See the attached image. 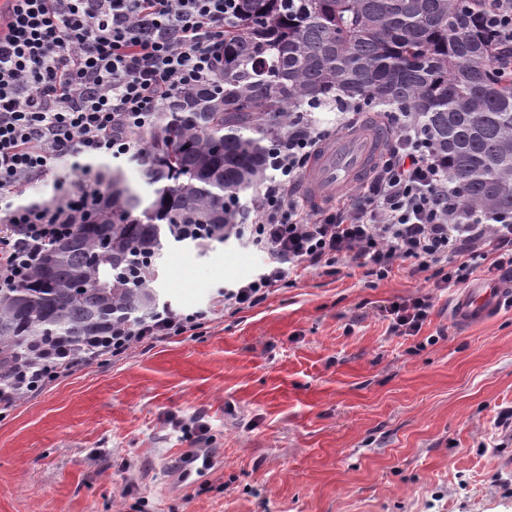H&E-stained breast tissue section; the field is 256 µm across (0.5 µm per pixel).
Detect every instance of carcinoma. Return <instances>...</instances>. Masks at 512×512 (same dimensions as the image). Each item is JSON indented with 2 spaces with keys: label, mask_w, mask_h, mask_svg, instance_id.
Here are the masks:
<instances>
[{
  "label": "carcinoma",
  "mask_w": 512,
  "mask_h": 512,
  "mask_svg": "<svg viewBox=\"0 0 512 512\" xmlns=\"http://www.w3.org/2000/svg\"><path fill=\"white\" fill-rule=\"evenodd\" d=\"M488 0H239L224 26V72L178 96L146 140L143 197L109 175L91 219L53 240L21 286L0 293V368L43 344L82 352L149 316L156 295L128 283L135 259L191 224L224 241L240 194L301 105L350 100L422 117L465 204L512 209V72L484 23Z\"/></svg>",
  "instance_id": "obj_1"
}]
</instances>
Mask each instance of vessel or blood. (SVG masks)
Segmentation results:
<instances>
[{
    "mask_svg": "<svg viewBox=\"0 0 512 512\" xmlns=\"http://www.w3.org/2000/svg\"><path fill=\"white\" fill-rule=\"evenodd\" d=\"M387 135L378 124L356 133L341 135L322 144L311 169L303 181L305 197L315 205L331 201L349 184L364 178L370 171ZM512 301V273L492 279H480L460 289L451 300L448 318L455 327L466 329L495 316ZM212 459L202 448L184 454L178 472L182 488H189L192 476H203Z\"/></svg>",
    "mask_w": 512,
    "mask_h": 512,
    "instance_id": "vessel-or-blood-1",
    "label": "vessel or blood"
}]
</instances>
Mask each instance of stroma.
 <instances>
[{
  "label": "stroma",
  "mask_w": 512,
  "mask_h": 512,
  "mask_svg": "<svg viewBox=\"0 0 512 512\" xmlns=\"http://www.w3.org/2000/svg\"><path fill=\"white\" fill-rule=\"evenodd\" d=\"M151 287L190 313L263 258L230 238L163 242ZM431 294L415 336L382 310ZM451 288L344 261L20 396L0 420V512H512V304L458 330ZM204 423L215 465L175 487Z\"/></svg>",
  "instance_id": "35a3bbf8"
}]
</instances>
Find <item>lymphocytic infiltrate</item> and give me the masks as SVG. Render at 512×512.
<instances>
[{
    "instance_id": "obj_1",
    "label": "lymphocytic infiltrate",
    "mask_w": 512,
    "mask_h": 512,
    "mask_svg": "<svg viewBox=\"0 0 512 512\" xmlns=\"http://www.w3.org/2000/svg\"><path fill=\"white\" fill-rule=\"evenodd\" d=\"M237 0H5L0 6V290L21 286L53 239L70 235L104 188L59 192L50 201L13 199L45 179L64 157L144 155L141 138L158 112L184 91L215 83L224 63V25ZM392 137L355 195L324 207L299 194L302 176L328 132L312 122L289 127L272 173L233 231L264 259L247 281L225 287L213 305L239 312L270 288L312 270L333 276L341 261L364 277L389 278L398 263L430 273L437 288L478 272L512 271V212L473 211L411 112L385 115ZM429 295L391 303L390 331L415 336ZM209 311L155 310L113 328L83 353L43 348L0 385V419L20 394L44 390L78 367L123 358L136 343L203 327Z\"/></svg>"
}]
</instances>
